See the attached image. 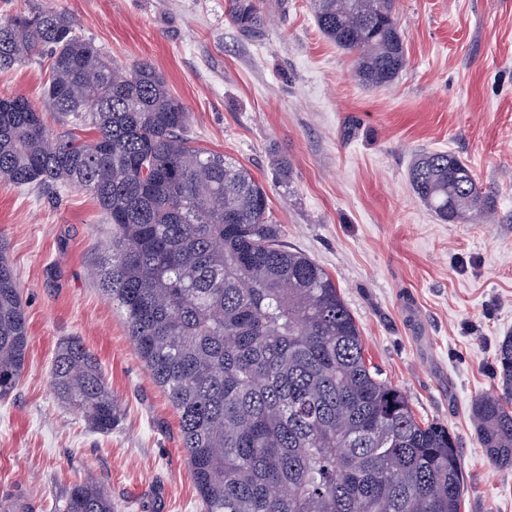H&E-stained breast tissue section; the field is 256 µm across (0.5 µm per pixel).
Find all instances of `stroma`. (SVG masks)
Listing matches in <instances>:
<instances>
[{
	"label": "stroma",
	"instance_id": "stroma-1",
	"mask_svg": "<svg viewBox=\"0 0 512 512\" xmlns=\"http://www.w3.org/2000/svg\"><path fill=\"white\" fill-rule=\"evenodd\" d=\"M257 2L267 22L250 35L228 0H0V20L62 12L121 70L159 68L196 145L244 165L282 245L330 274L380 379L418 418L448 426L461 512H512V467L490 462L471 420L476 397L502 392L495 354L512 334V0H395L408 65L384 88L356 80L309 0ZM48 74L41 56L2 65L0 97L43 108ZM427 150L470 167L495 202L491 220L445 223L426 209L408 170ZM110 235L82 191L0 184V240L30 335L20 382L0 401V512H55L90 476L118 512H200L177 415L99 286ZM72 338L96 354L120 406L111 433L50 387Z\"/></svg>",
	"mask_w": 512,
	"mask_h": 512
}]
</instances>
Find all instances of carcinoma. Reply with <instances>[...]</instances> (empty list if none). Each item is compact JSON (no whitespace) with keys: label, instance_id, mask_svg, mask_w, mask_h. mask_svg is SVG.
<instances>
[{"label":"carcinoma","instance_id":"1","mask_svg":"<svg viewBox=\"0 0 512 512\" xmlns=\"http://www.w3.org/2000/svg\"><path fill=\"white\" fill-rule=\"evenodd\" d=\"M244 32L265 25L256 0H229ZM365 86L407 65L395 0H310ZM46 52L53 114L89 140H50L44 113L0 98V182L88 191L111 224L99 283L123 313L133 350L179 418L202 512H461L465 481L448 426L417 420L407 396L365 359L355 318L329 273L283 248L269 198L235 160L194 145L190 113L148 62L116 79L111 59L57 12L0 21V64ZM408 177L443 222L492 210L470 168L423 151ZM29 329L0 243V400L25 369ZM512 391V336L498 347ZM51 387L100 433L119 405L83 343L56 350ZM489 460L512 466V402L471 407ZM55 512H116L103 484L73 485Z\"/></svg>","mask_w":512,"mask_h":512}]
</instances>
